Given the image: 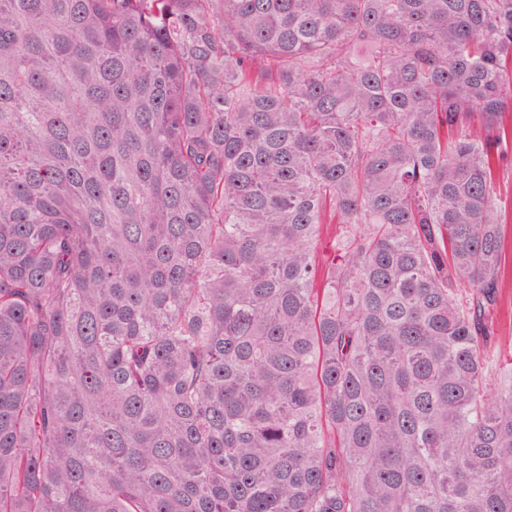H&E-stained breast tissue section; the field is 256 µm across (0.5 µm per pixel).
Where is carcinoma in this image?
Returning <instances> with one entry per match:
<instances>
[{
    "instance_id": "carcinoma-1",
    "label": "carcinoma",
    "mask_w": 512,
    "mask_h": 512,
    "mask_svg": "<svg viewBox=\"0 0 512 512\" xmlns=\"http://www.w3.org/2000/svg\"><path fill=\"white\" fill-rule=\"evenodd\" d=\"M511 169L512 0H0V512H512ZM491 317L500 338L502 355L510 356L512 351V275L506 277L501 302L491 313Z\"/></svg>"
}]
</instances>
